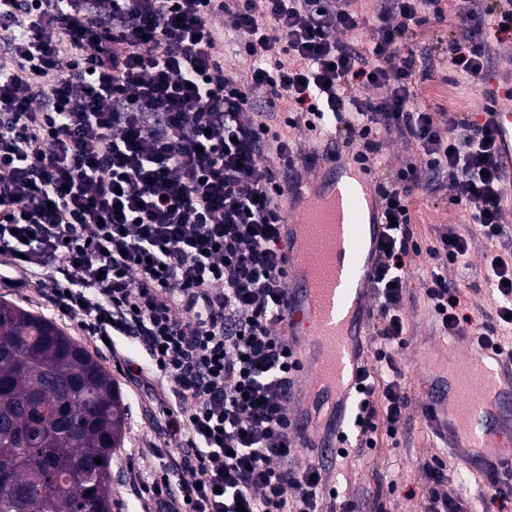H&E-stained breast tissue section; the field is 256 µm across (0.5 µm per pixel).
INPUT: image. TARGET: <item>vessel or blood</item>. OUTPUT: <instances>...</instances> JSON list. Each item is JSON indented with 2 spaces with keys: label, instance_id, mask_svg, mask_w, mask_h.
I'll return each instance as SVG.
<instances>
[{
  "label": "vessel or blood",
  "instance_id": "obj_1",
  "mask_svg": "<svg viewBox=\"0 0 512 512\" xmlns=\"http://www.w3.org/2000/svg\"><path fill=\"white\" fill-rule=\"evenodd\" d=\"M486 97L501 166L512 182V81L492 83ZM381 215L370 173L349 156H319L310 175L295 182L284 209L289 321L307 327L293 337V347L318 396L341 407L354 394L367 342ZM434 397L448 401L446 418L432 428L449 448H477L512 468V454L501 449L512 436V361L471 349L447 392Z\"/></svg>",
  "mask_w": 512,
  "mask_h": 512
}]
</instances>
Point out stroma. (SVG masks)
Returning a JSON list of instances; mask_svg holds the SVG:
<instances>
[{
	"label": "stroma",
	"instance_id": "stroma-1",
	"mask_svg": "<svg viewBox=\"0 0 512 512\" xmlns=\"http://www.w3.org/2000/svg\"><path fill=\"white\" fill-rule=\"evenodd\" d=\"M415 48L424 50L421 63L425 71L418 85L423 103L437 111L448 109V87L460 90L464 103L459 115L476 111L480 104V88L464 79L448 77V46L438 39V30L426 25L418 29ZM446 190L432 194L418 193L413 205L412 229L420 244L434 241L443 227L467 231V214L463 207L448 204ZM512 254V234L505 239L488 242L474 238L470 242L467 265L448 271L451 280H464L468 287V308L476 322L495 320L490 289L485 281V257L490 252ZM433 261L427 253L412 256L406 298V336L401 350L400 365L411 398L409 416L397 439L378 435L373 448H356L344 459L324 458L317 443L318 429L305 432L294 459L297 469L313 463L321 464V479L326 489H337L340 499L359 502L360 512H416L419 496L428 488L419 465L422 461L441 459L448 467L452 488L463 492L471 512H484L481 499V479L484 465L466 453L452 455L442 441L433 435L423 411L429 406L427 387L431 382H447L453 362L448 357V344L436 326L421 288V279L431 270ZM0 299L16 303L26 309L52 317L70 336L84 346L92 341L81 331L76 320L53 314L39 295L35 285L11 288L0 285ZM138 350L123 347L118 356H100V363L119 383L128 406V419L123 448L112 458V512H144L148 500L142 493V478L150 469L161 468L171 454L164 447L158 426L164 408L174 406L168 382H155L151 392H144L126 372L127 362H141ZM415 490L416 498H408V490Z\"/></svg>",
	"mask_w": 512,
	"mask_h": 512
}]
</instances>
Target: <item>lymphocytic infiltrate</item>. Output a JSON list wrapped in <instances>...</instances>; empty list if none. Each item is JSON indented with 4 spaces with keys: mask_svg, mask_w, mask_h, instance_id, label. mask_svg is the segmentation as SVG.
Segmentation results:
<instances>
[{
    "mask_svg": "<svg viewBox=\"0 0 512 512\" xmlns=\"http://www.w3.org/2000/svg\"><path fill=\"white\" fill-rule=\"evenodd\" d=\"M0 0V283H37L93 342L142 349V387L178 402L161 424L177 454L144 485L154 512H322L317 466L291 468L303 428L288 414L301 365L283 327L287 246L279 205L301 150L339 135L367 164L381 134L410 157L380 180L384 228L371 276L373 363L352 410L359 448L397 437L408 409L398 350L406 334L410 229L418 191L446 181L469 234L438 233L422 282L442 335L512 359V258L492 255L500 298L474 323L462 284L470 236L506 234L505 184L486 122L418 97L412 43L448 31V69L482 79L512 35V0ZM230 14L249 81L226 66L209 22ZM287 103L278 126L265 114ZM419 512H462L444 462Z\"/></svg>",
    "mask_w": 512,
    "mask_h": 512,
    "instance_id": "lymphocytic-infiltrate-1",
    "label": "lymphocytic infiltrate"
}]
</instances>
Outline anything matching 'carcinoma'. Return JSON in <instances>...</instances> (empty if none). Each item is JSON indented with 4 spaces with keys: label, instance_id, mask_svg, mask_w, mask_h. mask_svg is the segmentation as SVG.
I'll return each mask as SVG.
<instances>
[{
    "label": "carcinoma",
    "instance_id": "1",
    "mask_svg": "<svg viewBox=\"0 0 512 512\" xmlns=\"http://www.w3.org/2000/svg\"><path fill=\"white\" fill-rule=\"evenodd\" d=\"M126 421L120 387L86 348L0 300V512H112Z\"/></svg>",
    "mask_w": 512,
    "mask_h": 512
}]
</instances>
